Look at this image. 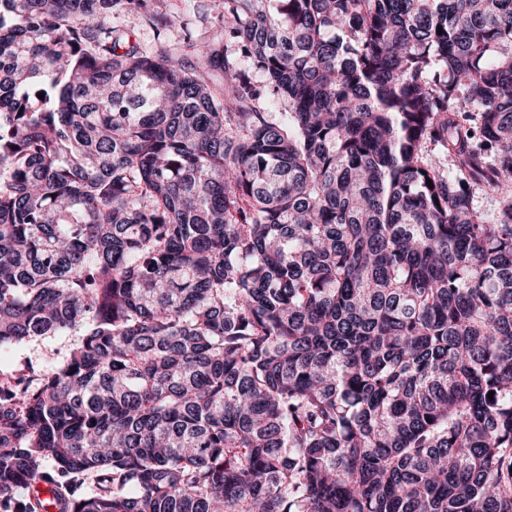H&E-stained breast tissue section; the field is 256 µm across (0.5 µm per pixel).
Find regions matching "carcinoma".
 <instances>
[{"label":"carcinoma","mask_w":512,"mask_h":512,"mask_svg":"<svg viewBox=\"0 0 512 512\" xmlns=\"http://www.w3.org/2000/svg\"><path fill=\"white\" fill-rule=\"evenodd\" d=\"M143 17L0 0V512H512V0ZM222 1L178 0L175 3L183 11L185 19L192 22L191 27L196 38L217 42L224 37L219 26L214 24L216 16L223 11L224 4ZM501 200V197L496 194L480 192L475 197L474 207L484 221L493 223L498 214ZM82 336H46L40 340L16 345L0 353V373L16 367L28 366L33 370H45L62 360L70 348Z\"/></svg>","instance_id":"obj_1"}]
</instances>
